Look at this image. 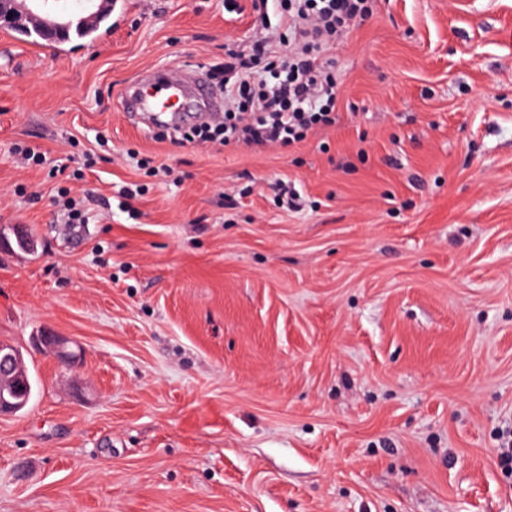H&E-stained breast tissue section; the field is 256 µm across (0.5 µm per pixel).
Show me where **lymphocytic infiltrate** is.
Returning a JSON list of instances; mask_svg holds the SVG:
<instances>
[{
  "instance_id": "1",
  "label": "lymphocytic infiltrate",
  "mask_w": 512,
  "mask_h": 512,
  "mask_svg": "<svg viewBox=\"0 0 512 512\" xmlns=\"http://www.w3.org/2000/svg\"><path fill=\"white\" fill-rule=\"evenodd\" d=\"M278 39L228 52L217 69L224 120L182 134L198 144L291 147L336 123L335 65L326 53L369 0H280Z\"/></svg>"
}]
</instances>
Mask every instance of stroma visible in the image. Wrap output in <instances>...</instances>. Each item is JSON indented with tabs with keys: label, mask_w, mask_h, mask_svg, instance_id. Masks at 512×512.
<instances>
[{
	"label": "stroma",
	"mask_w": 512,
	"mask_h": 512,
	"mask_svg": "<svg viewBox=\"0 0 512 512\" xmlns=\"http://www.w3.org/2000/svg\"><path fill=\"white\" fill-rule=\"evenodd\" d=\"M237 2L118 0L54 55L0 28V227L35 239L0 246V343L36 382L0 512H512V0H374L290 148L128 119L139 75L277 29ZM37 340L64 365L68 366V363L80 360V353L69 350V342L61 336H56L51 332H43L42 335L37 336Z\"/></svg>",
	"instance_id": "35a3bbf8"
}]
</instances>
